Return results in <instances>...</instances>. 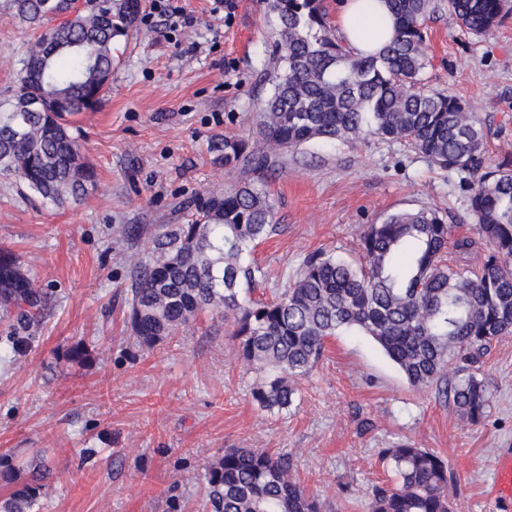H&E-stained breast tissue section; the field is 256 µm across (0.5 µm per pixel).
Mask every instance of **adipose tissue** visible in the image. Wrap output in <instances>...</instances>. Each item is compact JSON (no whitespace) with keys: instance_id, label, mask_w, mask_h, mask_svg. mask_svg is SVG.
Returning a JSON list of instances; mask_svg holds the SVG:
<instances>
[{"instance_id":"ef3b65f1","label":"adipose tissue","mask_w":512,"mask_h":512,"mask_svg":"<svg viewBox=\"0 0 512 512\" xmlns=\"http://www.w3.org/2000/svg\"><path fill=\"white\" fill-rule=\"evenodd\" d=\"M339 31L355 53L366 56L392 37L394 17L386 0H343Z\"/></svg>"}]
</instances>
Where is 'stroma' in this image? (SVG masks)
<instances>
[{
    "mask_svg": "<svg viewBox=\"0 0 512 512\" xmlns=\"http://www.w3.org/2000/svg\"><path fill=\"white\" fill-rule=\"evenodd\" d=\"M235 2L228 17L213 0H164L114 43L106 96L73 122L98 172L85 200L58 207L0 174V249L51 296L31 337L11 344L0 330V453L55 468L38 512H206L205 469L229 447L286 454L326 512H368L373 486L393 478L380 450L407 439L447 458L462 512H497L488 492L512 450V336L480 363L492 403L476 425L357 332L327 341L280 414L254 402L258 377L220 319L204 314L152 348L138 344L128 323L134 258L152 259L158 225L187 223L197 198L240 180L220 148L252 138L270 93L273 20L264 0ZM435 4L422 78L466 101L485 130L486 164L512 161V15L473 35L447 0ZM176 8L194 28H172ZM37 36L0 0V96L15 89ZM256 178L280 226L254 253L269 296L315 251L358 261L366 225L398 211L438 209L454 234L474 231L461 175L399 141L313 142ZM132 225L140 237L127 235ZM76 344L86 351L78 363L67 357Z\"/></svg>",
    "mask_w": 512,
    "mask_h": 512,
    "instance_id": "obj_1",
    "label": "stroma"
}]
</instances>
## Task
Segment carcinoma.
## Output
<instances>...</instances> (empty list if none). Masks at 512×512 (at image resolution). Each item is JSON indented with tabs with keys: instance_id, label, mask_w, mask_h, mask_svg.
<instances>
[{
	"instance_id": "carcinoma-1",
	"label": "carcinoma",
	"mask_w": 512,
	"mask_h": 512,
	"mask_svg": "<svg viewBox=\"0 0 512 512\" xmlns=\"http://www.w3.org/2000/svg\"><path fill=\"white\" fill-rule=\"evenodd\" d=\"M276 23L271 91L253 141L224 138V167L242 172L271 166V154L312 141H401L440 169L465 173L472 236L452 234L440 212L400 211L368 225L360 261L331 254L307 257L288 288L254 298L265 272L251 255L275 233L267 189L250 180L202 196L186 224L158 229V256L139 270L129 323L153 347L207 312L232 324L238 359L262 378L257 406L288 409L323 358L325 342L342 331L371 337L413 386L452 396L458 416L485 419L491 392L479 363L512 335V162L484 165L483 128L458 97L425 88L424 23L434 0H387L395 18L390 42L358 57L331 25L324 0H266ZM74 0H10L14 16L43 29L30 47L18 88L0 99V173L17 177L54 204L82 201L97 184L94 165L71 134V119L97 108L112 74V46L137 23L138 0H111L61 25H49ZM508 0H448V13L474 35L498 27ZM39 101L28 110L26 104ZM48 295L19 261L0 251V317L9 338L38 328ZM467 363L448 380V369ZM398 482L376 485L370 512H460L448 494L453 474L438 453L407 440L382 452ZM293 461L265 448H226L206 469L210 512H324L293 478ZM0 475L13 489L0 512H34L39 490L56 479L40 464L19 482L12 456Z\"/></svg>"
}]
</instances>
